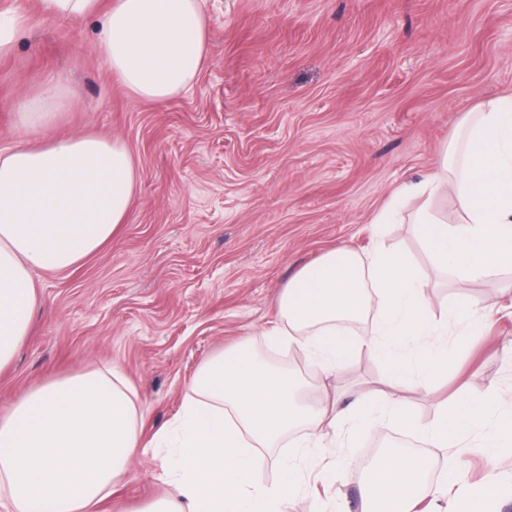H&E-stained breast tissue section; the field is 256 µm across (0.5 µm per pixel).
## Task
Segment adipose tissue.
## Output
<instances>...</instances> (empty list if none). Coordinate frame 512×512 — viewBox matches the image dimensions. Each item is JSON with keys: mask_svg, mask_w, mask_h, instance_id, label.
Returning a JSON list of instances; mask_svg holds the SVG:
<instances>
[{"mask_svg": "<svg viewBox=\"0 0 512 512\" xmlns=\"http://www.w3.org/2000/svg\"><path fill=\"white\" fill-rule=\"evenodd\" d=\"M43 14L79 22L101 17L97 51L136 97L164 103L192 87L207 63V23L201 0H39ZM69 103L61 85L15 107L14 125L47 132ZM132 154L117 138L75 135L0 145V367L7 365L37 307V271H64L98 250L123 224L135 201ZM454 193L463 223L441 219L434 202ZM420 199L416 224L431 268L378 247L359 255L338 245L302 268L281 298L283 324L263 336L267 346H297L337 379L356 352L391 368L387 390L367 397L337 392L333 405L306 395L290 372L271 367L243 342L216 355L196 373L177 419L143 440L137 393L121 367L46 381L0 415V512H92L111 495L133 459L164 448L167 497L148 512H288L302 493L291 463L279 481L260 483L261 449L295 429L297 451L337 438L367 437L391 421L435 448L479 438L494 458L512 447V415L501 393L440 402L432 420L415 423L401 407L402 392L433 387L448 375V324L436 318L423 291L432 270L468 281L512 271V95L467 122L438 162L435 174L405 185ZM374 319L372 336L350 324ZM409 454H388L362 489V512H487L479 490L458 486L455 467L432 483Z\"/></svg>", "mask_w": 512, "mask_h": 512, "instance_id": "adipose-tissue-1", "label": "adipose tissue"}]
</instances>
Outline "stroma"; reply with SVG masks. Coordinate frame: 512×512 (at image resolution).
Masks as SVG:
<instances>
[{
	"mask_svg": "<svg viewBox=\"0 0 512 512\" xmlns=\"http://www.w3.org/2000/svg\"><path fill=\"white\" fill-rule=\"evenodd\" d=\"M29 32L0 56V142L17 138L12 104L60 81L74 106L53 133L120 138L139 173L136 200L112 239L74 267L36 276L39 306L13 361L0 370V412L44 381L119 364L140 396L144 437L178 416L197 369L243 337L323 395L319 368L294 346L259 336L280 321L290 279L344 244L377 243L420 266L419 200L372 236L373 217L405 182L434 171L455 129L484 103L512 95V0H203L208 63L163 104L133 96L96 49L97 20L42 14L38 0H0ZM512 275L424 289L436 316L472 302L493 320L450 347L436 394L404 393L430 421L439 399L512 391ZM386 367L355 353L340 382L364 393ZM384 424L365 440L321 449L343 465L329 493L308 489L292 512H360L371 446L399 441ZM161 467L141 455L101 512H143L166 495Z\"/></svg>",
	"mask_w": 512,
	"mask_h": 512,
	"instance_id": "obj_1",
	"label": "stroma"
}]
</instances>
